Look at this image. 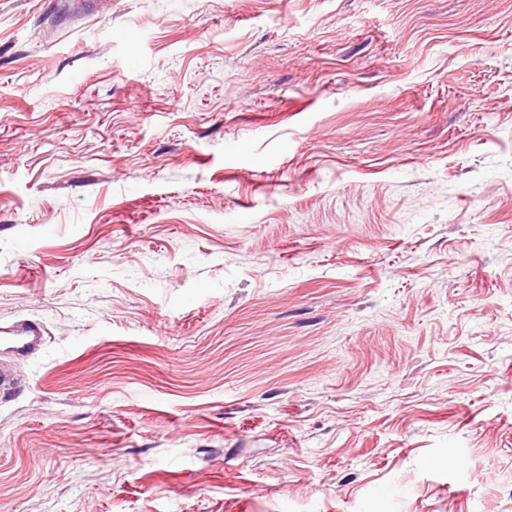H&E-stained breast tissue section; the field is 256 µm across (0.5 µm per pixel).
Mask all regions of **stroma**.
<instances>
[{
  "label": "stroma",
  "instance_id": "35a3bbf8",
  "mask_svg": "<svg viewBox=\"0 0 512 512\" xmlns=\"http://www.w3.org/2000/svg\"><path fill=\"white\" fill-rule=\"evenodd\" d=\"M0 512H512V0H0ZM0 335V341L3 340L15 358L32 355L47 340L41 323L35 320H24L7 328H0Z\"/></svg>",
  "mask_w": 512,
  "mask_h": 512
}]
</instances>
